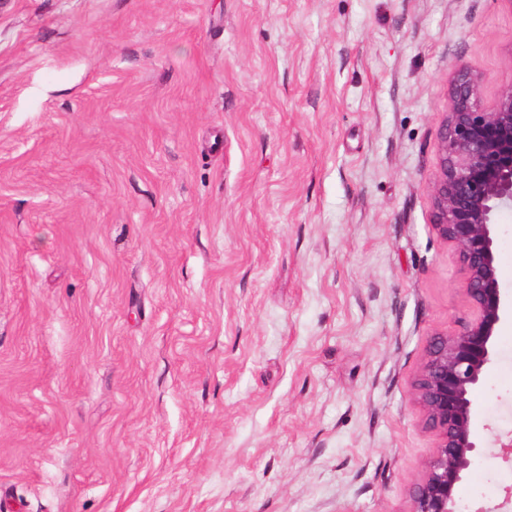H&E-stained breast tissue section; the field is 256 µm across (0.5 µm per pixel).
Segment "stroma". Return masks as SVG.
<instances>
[{
    "instance_id": "obj_1",
    "label": "stroma",
    "mask_w": 512,
    "mask_h": 512,
    "mask_svg": "<svg viewBox=\"0 0 512 512\" xmlns=\"http://www.w3.org/2000/svg\"><path fill=\"white\" fill-rule=\"evenodd\" d=\"M461 62L512 81V0H0V512H408ZM471 431L462 512L512 318Z\"/></svg>"
}]
</instances>
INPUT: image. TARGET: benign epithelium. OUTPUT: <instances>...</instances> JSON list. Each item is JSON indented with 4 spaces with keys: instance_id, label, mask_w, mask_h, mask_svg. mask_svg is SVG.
Listing matches in <instances>:
<instances>
[{
    "instance_id": "obj_1",
    "label": "benign epithelium",
    "mask_w": 512,
    "mask_h": 512,
    "mask_svg": "<svg viewBox=\"0 0 512 512\" xmlns=\"http://www.w3.org/2000/svg\"><path fill=\"white\" fill-rule=\"evenodd\" d=\"M429 195L432 226L454 249L471 318L451 334L434 335L411 384L437 443L411 483L409 512H457L456 486L477 448L472 395L492 361L496 329L512 313L494 254L496 213L512 206V82L485 103L479 75L457 69Z\"/></svg>"
}]
</instances>
